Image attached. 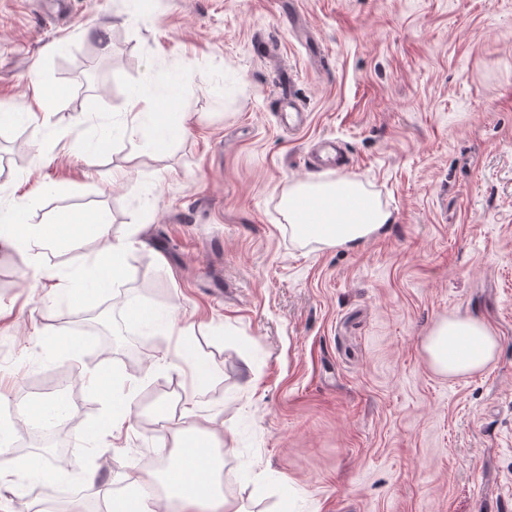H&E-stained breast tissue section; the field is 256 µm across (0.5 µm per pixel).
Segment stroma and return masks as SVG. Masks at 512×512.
Instances as JSON below:
<instances>
[{
  "mask_svg": "<svg viewBox=\"0 0 512 512\" xmlns=\"http://www.w3.org/2000/svg\"><path fill=\"white\" fill-rule=\"evenodd\" d=\"M63 84L56 112L0 127V211L101 210L131 250L120 288L76 307L48 274L93 273L103 239L0 248L9 512H102L131 475L163 491L176 440L154 406L172 390L179 428L223 430L222 480L250 512H512V0H0V109ZM136 87L171 100L182 137L131 133ZM292 100L299 132L279 122ZM326 135L392 214L351 247L296 240L281 207L335 178L310 161ZM136 304L163 325L130 321ZM457 312L499 348L447 379L421 341ZM47 330L79 333L81 358ZM184 342L217 367L208 387ZM116 376L138 385L133 429L87 444ZM57 392L64 449L12 423ZM46 451L51 481L27 471Z\"/></svg>",
  "mask_w": 512,
  "mask_h": 512,
  "instance_id": "35a3bbf8",
  "label": "stroma"
}]
</instances>
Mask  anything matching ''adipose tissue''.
<instances>
[{
    "label": "adipose tissue",
    "instance_id": "1",
    "mask_svg": "<svg viewBox=\"0 0 512 512\" xmlns=\"http://www.w3.org/2000/svg\"><path fill=\"white\" fill-rule=\"evenodd\" d=\"M282 202L297 236L326 247L359 244L390 221L389 212L378 198L364 183L348 176L294 183ZM88 226L107 240L93 260L100 270L97 288L105 291L123 275L129 249L124 241L109 240L110 219L106 213H71L54 224H31L19 237L4 229L0 242L12 245L20 241L51 248ZM422 350L436 375L456 379L486 370L497 357L498 340L483 320L452 313L435 321L422 341ZM103 396L109 411L104 420L87 430L91 439L106 432H121L131 418L132 391L120 380H113ZM223 447V438L210 431L178 433L177 451L162 471L165 499H153L132 484L123 494L112 497L111 512H165L171 503L176 504L178 512H199L207 504L217 505L224 512H246L222 488Z\"/></svg>",
    "mask_w": 512,
    "mask_h": 512
}]
</instances>
